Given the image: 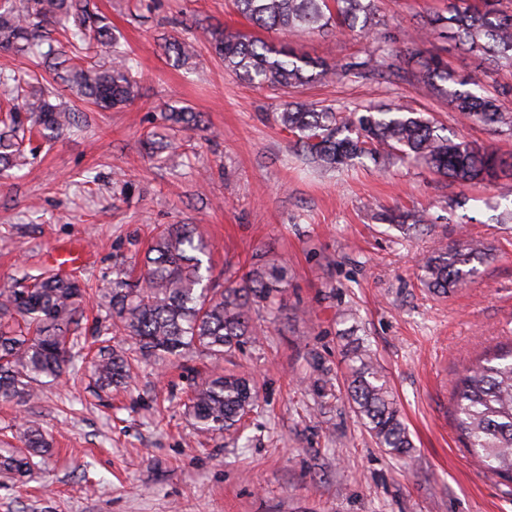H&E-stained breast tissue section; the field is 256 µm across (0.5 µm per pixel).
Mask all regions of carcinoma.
I'll use <instances>...</instances> for the list:
<instances>
[{
    "label": "carcinoma",
    "mask_w": 512,
    "mask_h": 512,
    "mask_svg": "<svg viewBox=\"0 0 512 512\" xmlns=\"http://www.w3.org/2000/svg\"><path fill=\"white\" fill-rule=\"evenodd\" d=\"M236 11L264 30L312 33L356 31L372 36L380 25L374 0H233ZM441 33L467 53L496 67H512V0H448L435 13L403 33V44L418 56L428 36ZM206 41L225 70L257 88L285 90L313 80L344 78L394 66L396 38H385L364 56L333 64L297 56L244 33L204 30ZM108 61L89 64L93 46ZM167 52L187 61L195 42L173 40ZM0 51L32 56L34 69H0V86L11 97L0 102V174L20 170L42 145L86 123L80 104L123 109L140 97L130 58L112 37L108 18L90 0H0ZM416 80L448 97L466 120L496 133L512 134V109L500 97L512 88L489 93L474 79L459 80L438 56L421 60ZM166 120L184 129L202 123L189 107L169 110ZM279 124L295 137L305 159L323 171L347 168L366 157L384 169L394 158L410 159L429 173L460 186L475 185L500 173H512V153H500L463 137L442 134L433 120L400 106L338 112L307 103L286 102ZM380 220L404 231L428 223L420 210H389ZM209 245L195 226L169 224L148 245L144 271L136 284L128 274L96 286L102 300L93 326L82 329L87 289L73 273L27 274L0 290V400L27 404L41 389L61 380L85 359L101 389L132 379V362L182 359L191 353L222 356L242 349L256 335L251 311L272 306L288 288L283 264L249 266L223 288L209 284ZM480 243L442 247L419 264L421 284L446 295L483 261ZM125 335L132 348L118 350L112 337ZM346 395L376 443L395 456L412 448L408 429L379 366L365 342L350 337L344 347ZM309 390L323 397L334 387L330 369L314 355ZM455 427L483 470L512 481V344L499 346L472 362L457 378L452 393ZM258 403L250 380L233 372L208 376L189 398L195 430L214 435L236 430ZM20 446L0 450V473L29 478L34 459L51 443L39 424L21 420Z\"/></svg>",
    "instance_id": "carcinoma-1"
}]
</instances>
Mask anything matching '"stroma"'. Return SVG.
<instances>
[{"mask_svg":"<svg viewBox=\"0 0 512 512\" xmlns=\"http://www.w3.org/2000/svg\"><path fill=\"white\" fill-rule=\"evenodd\" d=\"M132 59L141 97L90 112L15 175L0 176V289L47 268V254L80 243L90 283L142 266L151 232L193 224L212 246L217 283L241 266L286 261L292 274L274 310L256 309L257 336L219 358L141 364L125 390L99 392L87 370L44 387L31 404L0 401V444L21 419L37 421L51 450L32 480L0 475V512H512V482L477 468L455 430L451 395L463 369L512 342V177L462 188L410 163L363 161L322 172L298 156L276 120L284 102L338 108L402 104L449 134L512 153V137L465 121L447 101L401 77L363 75L260 89L228 73L199 42L178 63L167 39L202 29L253 33L231 0H95ZM445 0H376L380 36L411 29ZM267 42L329 63L361 55L355 34H266ZM442 55L489 92L512 87V68L432 37ZM188 106L205 127L179 133L180 156L149 158L142 140L162 131L163 107ZM404 206L430 222L410 234L375 220ZM482 241L486 257L459 288H423L418 264L438 245ZM365 338L408 429L398 457L378 447L347 400L321 401L304 380L319 354L345 376L341 335ZM243 372L259 402L239 437L201 436L187 403L212 373Z\"/></svg>","mask_w":512,"mask_h":512,"instance_id":"obj_1","label":"stroma"}]
</instances>
